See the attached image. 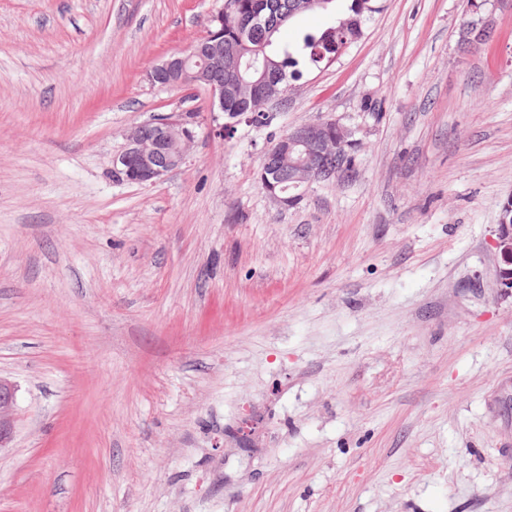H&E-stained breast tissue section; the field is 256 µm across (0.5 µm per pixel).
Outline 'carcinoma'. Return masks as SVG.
<instances>
[{
	"instance_id": "1",
	"label": "carcinoma",
	"mask_w": 512,
	"mask_h": 512,
	"mask_svg": "<svg viewBox=\"0 0 512 512\" xmlns=\"http://www.w3.org/2000/svg\"><path fill=\"white\" fill-rule=\"evenodd\" d=\"M367 0H351L346 17L336 16V0H230L231 13L224 17V25H216L211 33L224 38V68L233 60L243 66L249 62L267 67L281 90L303 78L298 68L303 57L313 66L329 61L330 53L357 41L371 11L364 8ZM280 23L252 30L244 24L258 9ZM317 12L334 15V21L317 31L301 33L294 41H284L281 30L300 17Z\"/></svg>"
}]
</instances>
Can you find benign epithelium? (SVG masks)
<instances>
[{"label":"benign epithelium","mask_w":512,"mask_h":512,"mask_svg":"<svg viewBox=\"0 0 512 512\" xmlns=\"http://www.w3.org/2000/svg\"><path fill=\"white\" fill-rule=\"evenodd\" d=\"M224 56V44L204 35L195 40L186 49L167 56L161 64L148 72L150 81L164 87L192 90L202 87L208 91L211 99V111H224V96L242 87L244 81L240 71L235 69L227 76L226 83L211 81L200 71L196 80L182 82L177 76L185 70L194 58H210L215 64ZM271 85L269 74L262 69L251 82L250 88L264 89L263 94L250 99V116L247 121L259 122L281 101L278 90H268ZM197 113L185 111L174 118H162L150 124L136 126L126 136L124 149L113 159L118 174L128 182L150 184L165 173L180 167L186 160L188 151L194 142V119ZM355 132L332 117L296 127L283 134L273 146L265 152L260 169L259 180L266 194L283 207L300 200L301 194H285L278 190L282 169L288 168V181L298 189L334 176L335 158L351 152L360 146L354 138ZM496 248L502 260L499 267L501 287L512 289V205L502 206L500 224L496 229ZM15 387L9 381L0 378V448L10 440L14 429Z\"/></svg>","instance_id":"obj_1"}]
</instances>
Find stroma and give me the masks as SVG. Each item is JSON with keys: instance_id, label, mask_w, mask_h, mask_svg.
I'll list each match as a JSON object with an SVG mask.
<instances>
[{"instance_id": "35a3bbf8", "label": "stroma", "mask_w": 512, "mask_h": 512, "mask_svg": "<svg viewBox=\"0 0 512 512\" xmlns=\"http://www.w3.org/2000/svg\"><path fill=\"white\" fill-rule=\"evenodd\" d=\"M223 5L0 0V512H512V0H375L228 134L147 77ZM187 110L181 167L114 171ZM321 117L353 169L279 206L261 159ZM506 202L501 209L500 224H497L496 248L502 260L499 283L502 288L512 289V270L506 267L512 264V204L509 206ZM15 387L0 377V449L10 440L14 429Z\"/></svg>"}]
</instances>
